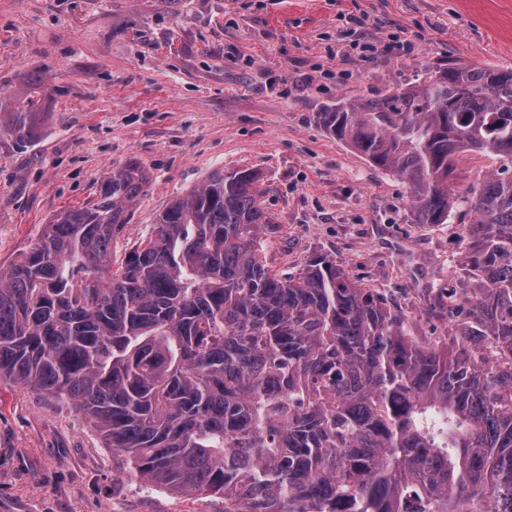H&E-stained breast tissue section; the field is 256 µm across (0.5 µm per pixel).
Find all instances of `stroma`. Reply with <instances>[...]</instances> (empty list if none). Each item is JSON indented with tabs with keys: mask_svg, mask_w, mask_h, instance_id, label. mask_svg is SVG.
Instances as JSON below:
<instances>
[{
	"mask_svg": "<svg viewBox=\"0 0 512 512\" xmlns=\"http://www.w3.org/2000/svg\"><path fill=\"white\" fill-rule=\"evenodd\" d=\"M452 61L512 70V0H0V98L40 105L25 146L0 138V272L127 163L144 182L117 261L213 171L252 168L273 272L328 255L410 336L453 343L463 224L414 223L407 188L316 119ZM0 512H224V500L145 487L70 405L4 378Z\"/></svg>",
	"mask_w": 512,
	"mask_h": 512,
	"instance_id": "obj_1",
	"label": "stroma"
}]
</instances>
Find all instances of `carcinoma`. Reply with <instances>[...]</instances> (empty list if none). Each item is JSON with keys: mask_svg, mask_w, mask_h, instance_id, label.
I'll return each mask as SVG.
<instances>
[{"mask_svg": "<svg viewBox=\"0 0 512 512\" xmlns=\"http://www.w3.org/2000/svg\"><path fill=\"white\" fill-rule=\"evenodd\" d=\"M33 138L37 104L0 101ZM409 190L418 224L469 217L461 336L434 348L327 255L259 261L261 173L212 172L118 267L135 163L0 273V376L69 400L135 478L224 497V512H512V70L457 62L428 82L317 113ZM493 155L479 190L458 156ZM473 158L479 160L480 163L486 167V169L483 170L480 177H473L472 174L464 173L463 170L460 169L458 165V169L456 172L457 176L453 178V182H456L458 186L461 185L466 189L471 187L479 188L480 185L482 184L483 179L489 174H494L499 168L498 160L496 158L478 156H473Z\"/></svg>", "mask_w": 512, "mask_h": 512, "instance_id": "carcinoma-1", "label": "carcinoma"}]
</instances>
